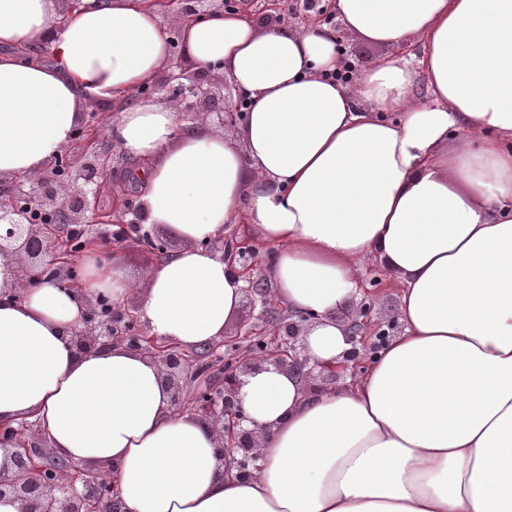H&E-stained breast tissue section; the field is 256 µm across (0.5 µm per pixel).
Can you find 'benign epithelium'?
<instances>
[{
    "mask_svg": "<svg viewBox=\"0 0 512 512\" xmlns=\"http://www.w3.org/2000/svg\"><path fill=\"white\" fill-rule=\"evenodd\" d=\"M170 98L181 104L180 118L194 114V106H205L215 98L223 80H213L194 72H171ZM105 128L90 121L78 129L72 144L53 157L30 190L14 181L8 191L0 188V252L19 256L17 273L31 286L49 274L65 286L77 279V270L64 254L73 242L87 245L109 241L112 246L140 243L160 260L169 255V242L153 235L137 218L114 221L107 218L89 196H98L105 181L90 188L88 172L105 176L110 172V156L94 151ZM90 156L80 165L76 156ZM205 246L227 260L243 279L241 292L259 298L261 310L249 321L237 324L234 331L207 345L205 351L184 348L149 334L138 310L114 306L106 298L88 304L82 327L71 341L81 353H92L114 343H123L156 359L174 390L172 404L185 405L207 420L223 442L224 455L236 469L235 476L245 478L258 468L254 452L255 431L244 427L242 387L244 376L272 365L306 377L318 372L327 379L336 378L346 368L320 362L310 363L306 344L299 339V326L284 319L270 320L277 302L265 294L258 283L261 247L211 240ZM380 336L376 329H361V323L349 326L348 339L365 343ZM235 348L231 358L224 348ZM12 447L14 475H0V497L10 495L23 504V512H125L109 474L96 469H77L72 464L49 458V448L36 423L25 420L12 425L0 422V446Z\"/></svg>",
    "mask_w": 512,
    "mask_h": 512,
    "instance_id": "7a95c632",
    "label": "benign epithelium"
}]
</instances>
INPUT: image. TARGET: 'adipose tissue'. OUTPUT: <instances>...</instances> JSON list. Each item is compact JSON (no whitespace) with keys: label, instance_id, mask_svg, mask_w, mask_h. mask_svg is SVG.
I'll use <instances>...</instances> for the list:
<instances>
[{"label":"adipose tissue","instance_id":"1","mask_svg":"<svg viewBox=\"0 0 512 512\" xmlns=\"http://www.w3.org/2000/svg\"><path fill=\"white\" fill-rule=\"evenodd\" d=\"M350 33L404 46L351 83L310 25L216 12L183 26L197 71L249 108L235 136L140 95L170 59L150 0H0V180L34 182L94 102L141 160L145 223L184 247L132 283L122 250L77 257L73 288L23 287L0 253V421L37 423L58 458L111 467L127 512H512V0H332ZM49 41L52 65L25 56ZM424 95H417V87ZM268 246L263 277L303 317L311 360L351 349L336 320L369 256L403 285L402 331L317 395L267 366L243 388L258 468L228 473L159 363L71 342L88 299L141 285L150 335L220 339L243 282L206 248L228 225Z\"/></svg>","mask_w":512,"mask_h":512}]
</instances>
